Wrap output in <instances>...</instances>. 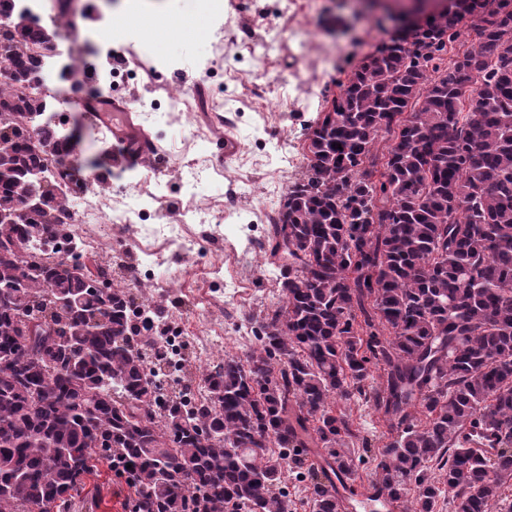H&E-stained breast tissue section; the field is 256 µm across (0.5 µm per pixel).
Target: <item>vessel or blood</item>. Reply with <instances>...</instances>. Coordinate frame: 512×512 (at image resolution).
Masks as SVG:
<instances>
[{"label":"vessel or blood","mask_w":512,"mask_h":512,"mask_svg":"<svg viewBox=\"0 0 512 512\" xmlns=\"http://www.w3.org/2000/svg\"><path fill=\"white\" fill-rule=\"evenodd\" d=\"M73 106L87 112L98 126L109 127L112 150L125 163L134 164L149 156H160L161 149L149 127L134 110L132 97L116 93L104 103L78 98ZM338 491L345 512H375L379 507L384 512H394L396 508L394 502L378 496L367 486L358 488L344 482L339 484Z\"/></svg>","instance_id":"obj_1"}]
</instances>
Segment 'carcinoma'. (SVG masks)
Here are the masks:
<instances>
[{"label":"carcinoma","mask_w":512,"mask_h":512,"mask_svg":"<svg viewBox=\"0 0 512 512\" xmlns=\"http://www.w3.org/2000/svg\"><path fill=\"white\" fill-rule=\"evenodd\" d=\"M393 37L338 83L331 112L308 134L309 164L269 225L267 259L280 304L256 319L259 345L204 369L205 399L177 380L162 410L158 382L180 367L132 321L126 288L89 290L56 248L58 222L12 227L0 243V507L71 512L100 457L131 464L134 512H289L281 483L299 447L287 410L326 450L307 470L312 512H339L331 475L354 474L349 416L338 398L372 387L392 440L375 489L408 512H490L512 486V0H458ZM471 17V44L444 54ZM0 208L15 206L25 173L45 169L32 136L68 157L71 137L23 95L41 58V26L6 36ZM51 246L46 272L23 296L14 274L33 244ZM58 290L75 301L30 336L26 320ZM494 439L485 456L467 430Z\"/></svg>","instance_id":"carcinoma-1"}]
</instances>
